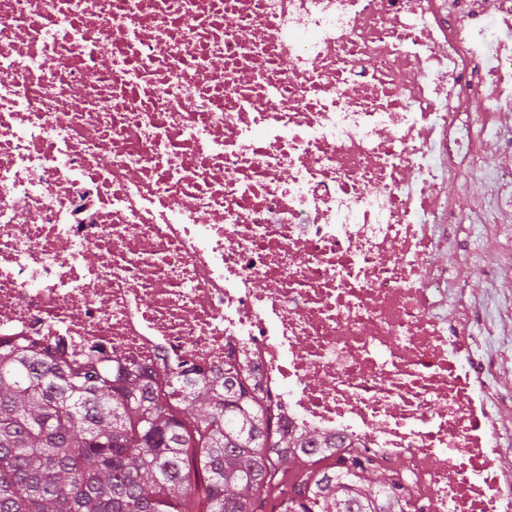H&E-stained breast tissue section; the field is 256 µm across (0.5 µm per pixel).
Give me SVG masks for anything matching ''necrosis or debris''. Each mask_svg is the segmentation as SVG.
Masks as SVG:
<instances>
[{"label":"necrosis or debris","instance_id":"4bbe7bcc","mask_svg":"<svg viewBox=\"0 0 512 512\" xmlns=\"http://www.w3.org/2000/svg\"><path fill=\"white\" fill-rule=\"evenodd\" d=\"M0 0V344L251 372L405 512H512L436 193L512 112V0Z\"/></svg>","mask_w":512,"mask_h":512}]
</instances>
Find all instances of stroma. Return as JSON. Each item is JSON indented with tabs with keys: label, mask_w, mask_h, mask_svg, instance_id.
<instances>
[{
	"label": "stroma",
	"mask_w": 512,
	"mask_h": 512,
	"mask_svg": "<svg viewBox=\"0 0 512 512\" xmlns=\"http://www.w3.org/2000/svg\"><path fill=\"white\" fill-rule=\"evenodd\" d=\"M486 165L512 172V112L497 115L482 145ZM467 167L444 182L442 198L458 214L440 225V264L446 270L448 319L495 357V395L502 397V448L497 463L512 468V183Z\"/></svg>",
	"instance_id": "stroma-1"
}]
</instances>
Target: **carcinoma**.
I'll return each mask as SVG.
<instances>
[{"instance_id": "1", "label": "carcinoma", "mask_w": 512, "mask_h": 512, "mask_svg": "<svg viewBox=\"0 0 512 512\" xmlns=\"http://www.w3.org/2000/svg\"><path fill=\"white\" fill-rule=\"evenodd\" d=\"M336 447L280 430L239 365L166 404L141 376L0 347V512H265L288 462L304 473L283 512H402L384 477L313 469Z\"/></svg>"}]
</instances>
